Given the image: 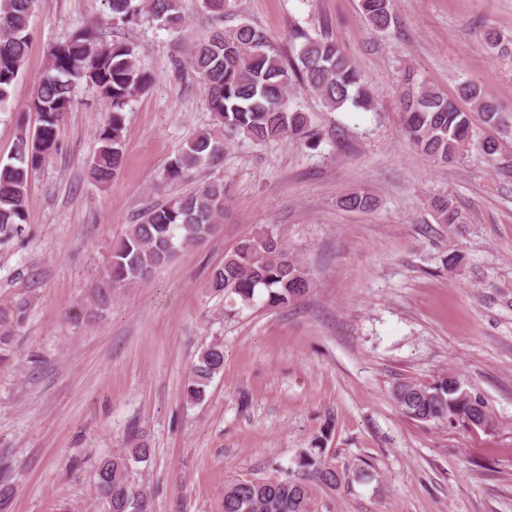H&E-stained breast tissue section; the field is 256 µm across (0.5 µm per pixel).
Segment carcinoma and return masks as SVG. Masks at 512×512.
Instances as JSON below:
<instances>
[{"label": "carcinoma", "mask_w": 512, "mask_h": 512, "mask_svg": "<svg viewBox=\"0 0 512 512\" xmlns=\"http://www.w3.org/2000/svg\"><path fill=\"white\" fill-rule=\"evenodd\" d=\"M35 0H0V108L8 106L29 47V21ZM148 11L163 26L178 29L185 19L181 0H144ZM231 0H202L203 10L221 20ZM362 17L377 32L389 29L393 0H360ZM114 21H128L138 12L134 0H107ZM482 41L494 54L506 50L501 36L492 28ZM190 65L208 89V106L219 129L198 133L166 169L178 181L201 166L218 161L224 141L242 137L254 144L286 140L307 147L319 142L311 129L308 113L291 107L288 88L298 83L321 97L332 111L350 101L362 108L375 105V94L360 70L343 53L338 43L313 37L304 30L294 32L291 58L284 60L272 50L266 35L242 22L231 28L217 27L195 43ZM83 82L112 105V113L98 129L97 148L88 168L91 180L108 184L122 164L125 137L124 105L146 91L150 78L138 66L134 45L95 43L86 29L55 46L39 80L31 102L39 124L30 131L19 125L20 134L12 156L0 162V237L12 238L27 223L29 175L58 150L57 132L72 103L75 83ZM459 96L484 123H504L500 111L481 87L472 82L460 85ZM403 132L409 144L422 156L448 164L471 144L470 113L460 109L440 89L418 80L412 70L402 77L399 95ZM338 206L347 211H369L376 199L363 190L339 197ZM435 223L444 227L465 223L457 204L449 197L431 201ZM224 217V182L213 180L197 190L177 196L148 209L139 223L112 251L109 268L97 289L96 309L112 300V293L148 282L158 268L176 252L198 244L210 236ZM215 293L237 298L245 306L263 297L264 305L286 307L309 290L306 272L289 256L281 239L263 232L243 239L225 255L209 282ZM24 300L0 304V326L18 324L25 318ZM224 349L212 345L204 349L192 371L186 394L200 401L211 379L223 369ZM465 388L457 375L448 373L429 383L402 382L393 390L400 412L418 422L465 423L492 419L487 401L463 398ZM150 448L142 441L112 456L100 459L96 487L108 512H149L146 492L130 480L135 463L145 462ZM298 466L310 469L324 485L337 484L340 474L328 462L322 448H307L298 457ZM309 487L296 475L281 479L237 478L224 487L218 512H313Z\"/></svg>", "instance_id": "cac0c4a2"}]
</instances>
